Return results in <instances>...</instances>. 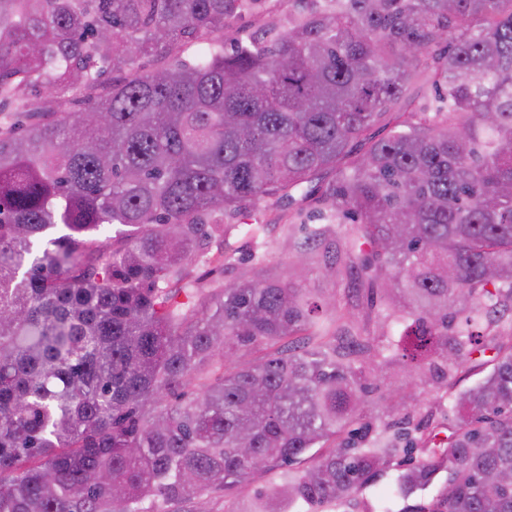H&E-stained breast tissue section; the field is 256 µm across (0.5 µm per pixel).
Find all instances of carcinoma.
Segmentation results:
<instances>
[{
    "label": "carcinoma",
    "instance_id": "cac0c4a2",
    "mask_svg": "<svg viewBox=\"0 0 512 512\" xmlns=\"http://www.w3.org/2000/svg\"><path fill=\"white\" fill-rule=\"evenodd\" d=\"M255 2L0 0V112L37 86L73 107L0 130V512H328L394 460L399 498L439 483L402 512H512V0H307L225 52ZM194 40L216 49L188 64ZM328 174L311 237L396 339L264 264L194 274L224 217ZM487 350L446 438L367 421L358 364L445 377Z\"/></svg>",
    "mask_w": 512,
    "mask_h": 512
}]
</instances>
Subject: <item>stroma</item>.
I'll use <instances>...</instances> for the list:
<instances>
[{
    "label": "stroma",
    "instance_id": "1",
    "mask_svg": "<svg viewBox=\"0 0 512 512\" xmlns=\"http://www.w3.org/2000/svg\"><path fill=\"white\" fill-rule=\"evenodd\" d=\"M299 0H256L254 6L243 12L225 28L223 44L232 48L237 41L261 33L271 23L287 25L299 17ZM328 212L321 203L308 201L300 205H260L252 217L237 216V230L230 237L231 250L224 260L223 268L196 260L197 276L205 281L232 282L252 275L258 259L271 261L278 274L285 278H296L300 287L316 294H336L339 300L338 314L344 323L371 336L389 335L390 326L381 317L378 296L370 295L360 285L354 270L345 258H338L332 272H324L322 265H308L302 277H295L294 265L300 255L319 253L320 248L308 240L310 229L327 224ZM258 222L262 229L253 233L251 222ZM487 356H480L478 364H466L453 371L450 383L412 379L406 390V405L400 417L409 418L412 426H422L428 421L447 424L453 421L450 412L451 394L474 387L490 371ZM398 475L397 468H389L365 493V504L339 507L338 512H400L403 503L394 498L391 490Z\"/></svg>",
    "mask_w": 512,
    "mask_h": 512
}]
</instances>
